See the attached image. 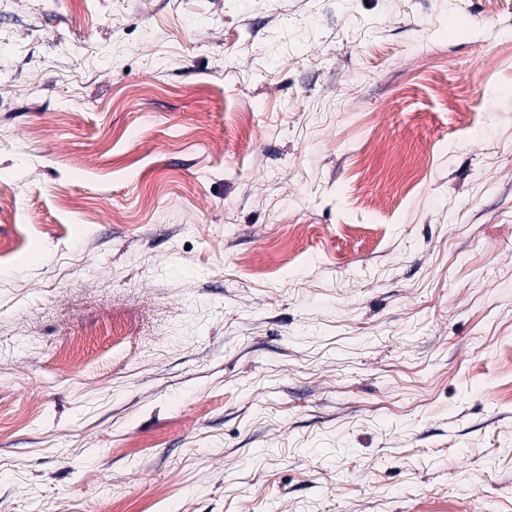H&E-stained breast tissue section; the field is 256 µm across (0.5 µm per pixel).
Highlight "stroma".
<instances>
[{
    "instance_id": "1",
    "label": "stroma",
    "mask_w": 512,
    "mask_h": 512,
    "mask_svg": "<svg viewBox=\"0 0 512 512\" xmlns=\"http://www.w3.org/2000/svg\"><path fill=\"white\" fill-rule=\"evenodd\" d=\"M0 251V512H512V0H0Z\"/></svg>"
}]
</instances>
